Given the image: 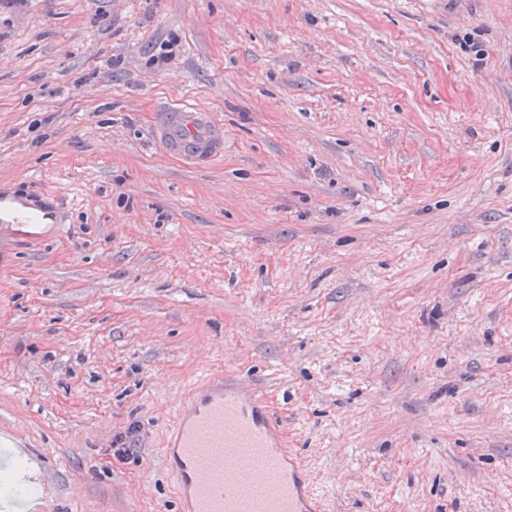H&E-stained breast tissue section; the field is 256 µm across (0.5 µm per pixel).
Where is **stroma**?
<instances>
[{
    "label": "stroma",
    "mask_w": 512,
    "mask_h": 512,
    "mask_svg": "<svg viewBox=\"0 0 512 512\" xmlns=\"http://www.w3.org/2000/svg\"><path fill=\"white\" fill-rule=\"evenodd\" d=\"M185 105L209 167L156 142ZM0 193L62 207L0 223L40 512H179L165 429L214 374L334 512H512V0H0ZM154 132L164 153L197 168L224 155V126L210 112L190 107L158 112Z\"/></svg>",
    "instance_id": "stroma-1"
}]
</instances>
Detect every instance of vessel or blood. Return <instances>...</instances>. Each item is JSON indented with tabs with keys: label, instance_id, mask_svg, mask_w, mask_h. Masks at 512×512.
I'll list each match as a JSON object with an SVG mask.
<instances>
[{
	"label": "vessel or blood",
	"instance_id": "1",
	"mask_svg": "<svg viewBox=\"0 0 512 512\" xmlns=\"http://www.w3.org/2000/svg\"><path fill=\"white\" fill-rule=\"evenodd\" d=\"M154 132L169 156L203 168L224 153V127L209 112L157 113ZM35 213L0 195V223L29 224ZM164 461L177 480L182 512H326L310 472L288 446L268 402L242 378L196 381L170 429ZM0 472L38 481L15 434L0 431Z\"/></svg>",
	"mask_w": 512,
	"mask_h": 512
}]
</instances>
